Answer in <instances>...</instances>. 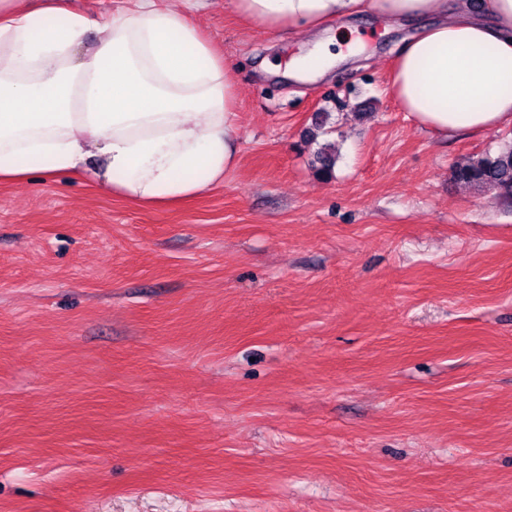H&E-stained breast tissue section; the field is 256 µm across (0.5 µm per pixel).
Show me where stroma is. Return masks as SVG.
Wrapping results in <instances>:
<instances>
[{"label":"stroma","instance_id":"obj_1","mask_svg":"<svg viewBox=\"0 0 512 512\" xmlns=\"http://www.w3.org/2000/svg\"><path fill=\"white\" fill-rule=\"evenodd\" d=\"M188 16L235 67L223 184L0 181V512H512V202L452 178L512 126L400 110L424 21H340L358 53L312 81L261 65L308 31Z\"/></svg>","mask_w":512,"mask_h":512}]
</instances>
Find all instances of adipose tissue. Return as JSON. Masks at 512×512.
I'll return each mask as SVG.
<instances>
[{
    "mask_svg": "<svg viewBox=\"0 0 512 512\" xmlns=\"http://www.w3.org/2000/svg\"><path fill=\"white\" fill-rule=\"evenodd\" d=\"M271 30L317 28L369 8L437 16L395 53L392 93L418 127L448 135L512 125V0H231ZM91 26L53 0H0V180L82 173L142 204L222 184L239 153L233 65L180 11L137 0Z\"/></svg>",
    "mask_w": 512,
    "mask_h": 512,
    "instance_id": "ef3b65f1",
    "label": "adipose tissue"
}]
</instances>
